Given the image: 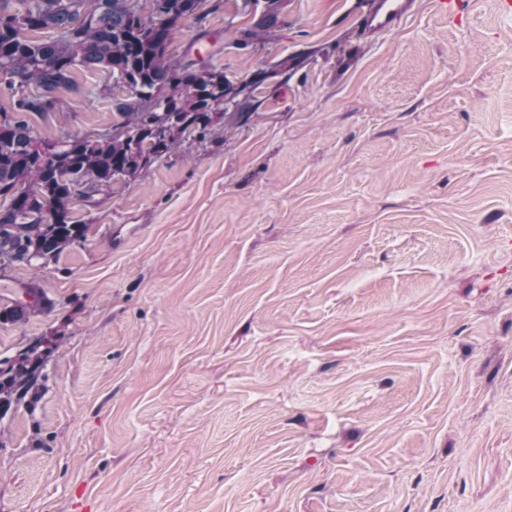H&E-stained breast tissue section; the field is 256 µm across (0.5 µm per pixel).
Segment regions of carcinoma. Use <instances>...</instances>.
<instances>
[{
  "label": "carcinoma",
  "instance_id": "1",
  "mask_svg": "<svg viewBox=\"0 0 512 512\" xmlns=\"http://www.w3.org/2000/svg\"><path fill=\"white\" fill-rule=\"evenodd\" d=\"M130 0H0V89L11 105L0 107L10 119L0 123V265L32 264L60 255L86 237L87 225L73 218V184L96 179L95 190L109 188L142 159L169 154L187 135L200 142L216 132L224 114L213 99L227 82L217 71L187 57L168 56L175 33L188 17L182 0H152L148 11L134 13ZM277 0L254 27L240 30L246 48L274 25ZM53 37L36 40L32 33ZM103 70L112 79V96L125 133L85 141L69 135L46 160L36 148L43 139L31 122L57 110L64 92H79L74 69ZM33 301L0 309V321L18 322L47 305L41 289L26 288ZM56 344L37 341L8 370L0 371V408L34 389L43 357Z\"/></svg>",
  "mask_w": 512,
  "mask_h": 512
}]
</instances>
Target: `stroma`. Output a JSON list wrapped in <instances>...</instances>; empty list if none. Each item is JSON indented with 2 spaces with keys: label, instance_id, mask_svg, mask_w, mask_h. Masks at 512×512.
Returning <instances> with one entry per match:
<instances>
[{
  "label": "stroma",
  "instance_id": "1",
  "mask_svg": "<svg viewBox=\"0 0 512 512\" xmlns=\"http://www.w3.org/2000/svg\"><path fill=\"white\" fill-rule=\"evenodd\" d=\"M227 0L170 46L251 102L72 205L86 238L0 271V512H512V17L435 0ZM36 119L112 125L110 79ZM268 2L266 13L255 23L254 29L249 26L240 30V38L238 41L243 48H247L249 45L253 44L255 40L260 38L261 32L267 33L274 25L278 9L277 1L269 0ZM412 0H370L359 29L365 37L395 29L410 13ZM27 294L33 298L32 302H18L13 306H6L0 309V321L18 322L28 314L35 312L39 306H47L49 302L40 299L44 295L40 288L31 286L26 288ZM44 345L47 346L42 348ZM55 347L56 344L52 341H36L17 358L8 360L10 362L8 370L0 371V408L10 406L14 395L22 397L35 388L36 373L42 364L43 357Z\"/></svg>",
  "mask_w": 512,
  "mask_h": 512
}]
</instances>
